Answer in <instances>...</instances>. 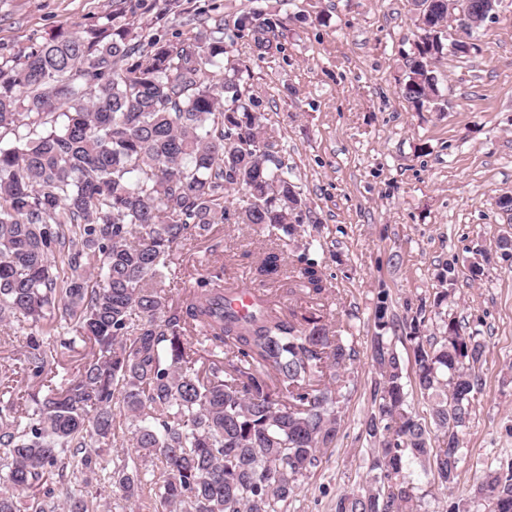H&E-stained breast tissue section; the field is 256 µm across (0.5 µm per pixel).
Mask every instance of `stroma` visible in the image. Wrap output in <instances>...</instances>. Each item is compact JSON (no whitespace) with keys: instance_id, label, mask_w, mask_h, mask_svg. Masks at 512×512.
I'll return each instance as SVG.
<instances>
[{"instance_id":"35a3bbf8","label":"stroma","mask_w":512,"mask_h":512,"mask_svg":"<svg viewBox=\"0 0 512 512\" xmlns=\"http://www.w3.org/2000/svg\"><path fill=\"white\" fill-rule=\"evenodd\" d=\"M112 3L0 0V56L52 34L81 35L114 22L159 24L176 43L195 31L201 9L231 23L264 0H122L117 12ZM278 10L281 53L260 60L242 47L238 55L266 130L282 145L281 158L310 207L298 241L312 243L334 290L329 316L350 329L359 352L336 443L287 512H334L337 497L365 480L370 443L363 421L379 379L370 349L382 291L394 317L387 339L403 358L411 356L406 309L421 304L428 307V335H441L444 322L454 320L487 345L456 484L437 489L422 467L410 466L422 512H450L470 501L476 473L512 462V248L498 246L512 238V211L496 204L512 194V0H501L476 33L477 51L437 61L441 112L414 111L401 94L402 56L416 34L413 0H286ZM281 246L261 226L216 225L208 237L186 242L185 272L166 278L165 287L181 293L192 284L188 268L212 258L226 261L229 285L264 289L285 309L304 305L302 293L256 275L263 253ZM485 252L492 261L471 280L469 265ZM449 261L458 281L436 309L438 275ZM24 345L23 334L0 332V377L9 376L20 394L39 389L20 368ZM113 411L119 428L105 469L78 475L68 491L97 498L104 512H158L159 471L141 468L142 492L133 505L112 484L113 468L138 462L121 403Z\"/></svg>"}]
</instances>
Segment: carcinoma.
<instances>
[{
    "instance_id": "obj_1",
    "label": "carcinoma",
    "mask_w": 512,
    "mask_h": 512,
    "mask_svg": "<svg viewBox=\"0 0 512 512\" xmlns=\"http://www.w3.org/2000/svg\"><path fill=\"white\" fill-rule=\"evenodd\" d=\"M414 6L419 34L401 92L419 112L441 111L434 61L448 51V0ZM280 25L256 9L174 45L127 24L0 58V323L23 319L22 371L43 381L59 364L62 330L94 347L27 421L0 400V512H17L19 491L31 492L30 512H99L85 497L54 500V484L102 458L117 393L138 457L163 472L162 512H285L336 442L357 351L327 323L330 288L309 247L288 271L289 292L310 300L303 310L285 314L258 295L253 314L237 316L224 308L222 264L175 297L162 287L185 242L215 224L297 238L307 203L232 54L241 42L260 60L281 51ZM283 267L271 250L257 273L275 281ZM425 312L411 316L406 340L436 434L409 407L400 355L377 337L365 421L374 475L336 512H421L413 463L441 488L457 481L486 344L453 320L441 336L422 334ZM375 322L394 324L383 294ZM112 478L138 499L139 469ZM476 493L486 512H512V463L483 471Z\"/></svg>"
}]
</instances>
